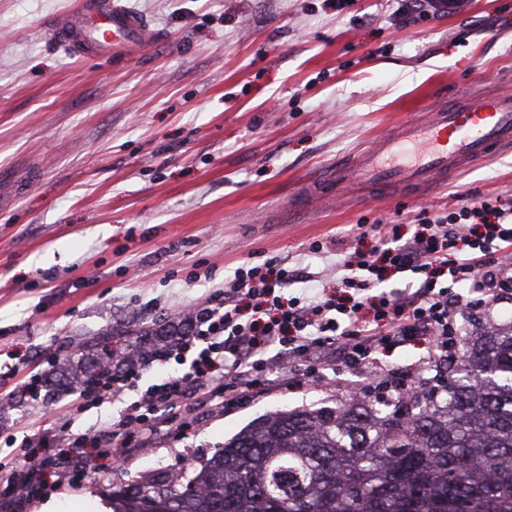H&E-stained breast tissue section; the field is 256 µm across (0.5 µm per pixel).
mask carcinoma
<instances>
[{"instance_id":"carcinoma-1","label":"carcinoma","mask_w":512,"mask_h":512,"mask_svg":"<svg viewBox=\"0 0 512 512\" xmlns=\"http://www.w3.org/2000/svg\"><path fill=\"white\" fill-rule=\"evenodd\" d=\"M183 331L105 334L74 386ZM122 497L125 512H512V327L464 339L448 377L420 396L277 412L200 470Z\"/></svg>"}]
</instances>
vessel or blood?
Here are the masks:
<instances>
[{
    "mask_svg": "<svg viewBox=\"0 0 512 512\" xmlns=\"http://www.w3.org/2000/svg\"><path fill=\"white\" fill-rule=\"evenodd\" d=\"M53 34L81 56L137 50L158 38L128 0H78L55 18ZM494 145L512 150L511 92L434 104L425 121L397 123L353 162L337 166L330 181L340 193L353 184L420 187L488 158Z\"/></svg>",
    "mask_w": 512,
    "mask_h": 512,
    "instance_id": "vessel-or-blood-1",
    "label": "vessel or blood"
}]
</instances>
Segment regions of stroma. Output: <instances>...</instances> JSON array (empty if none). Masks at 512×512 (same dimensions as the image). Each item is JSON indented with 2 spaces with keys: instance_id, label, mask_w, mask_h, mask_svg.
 I'll use <instances>...</instances> for the list:
<instances>
[{
  "instance_id": "1",
  "label": "stroma",
  "mask_w": 512,
  "mask_h": 512,
  "mask_svg": "<svg viewBox=\"0 0 512 512\" xmlns=\"http://www.w3.org/2000/svg\"><path fill=\"white\" fill-rule=\"evenodd\" d=\"M408 0H131L159 37L137 53L82 59L50 31L75 0H0V462L66 455L25 512H112V495L158 470L209 459L256 419L359 397L368 372L266 392L137 452L89 462L37 431L104 433L114 407L23 390L59 347L115 328L159 329L233 279L285 260L340 290L372 225L410 237L481 193L512 199V154L421 191L316 178L401 120L463 93L512 91V0H464L406 23ZM468 54L457 71L449 45Z\"/></svg>"
}]
</instances>
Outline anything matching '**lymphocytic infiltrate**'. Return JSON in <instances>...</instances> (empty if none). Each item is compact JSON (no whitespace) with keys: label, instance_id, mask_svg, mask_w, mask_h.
Wrapping results in <instances>:
<instances>
[{"label":"lymphocytic infiltrate","instance_id":"lymphocytic-infiltrate-1","mask_svg":"<svg viewBox=\"0 0 512 512\" xmlns=\"http://www.w3.org/2000/svg\"><path fill=\"white\" fill-rule=\"evenodd\" d=\"M374 230L387 247L381 257L360 256L357 273L342 279L345 293L285 297L284 288L313 276L284 261L238 269L224 290L192 309V333L114 374L95 401L119 406L110 424L117 455L172 427L189 429L183 410L188 399L203 397L218 410L244 404L260 373L279 388L271 376L274 349L301 364L316 361L324 370L336 362L360 368L375 352L427 338L431 345L410 384H402L397 373L373 376L372 382L402 395L423 388V372L443 376L459 344L455 317L463 308L449 300V285H468L479 295L478 306L488 311L512 288V201L476 198L424 222L421 232L397 245L389 225ZM389 270L410 271L420 279L412 290L369 295ZM169 362L178 366L174 376L140 388L144 370Z\"/></svg>","mask_w":512,"mask_h":512}]
</instances>
